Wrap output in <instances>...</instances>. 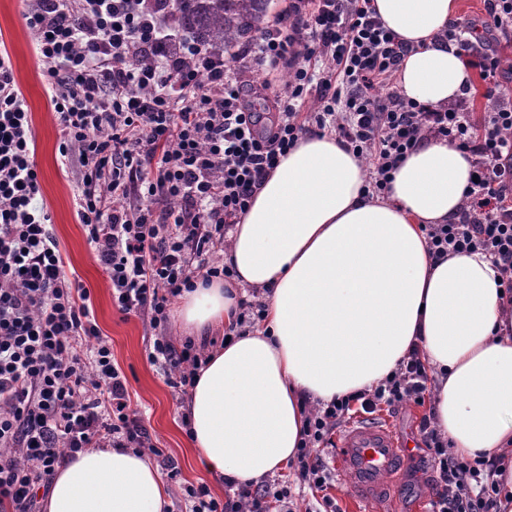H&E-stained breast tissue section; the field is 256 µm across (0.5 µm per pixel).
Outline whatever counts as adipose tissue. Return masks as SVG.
I'll use <instances>...</instances> for the list:
<instances>
[{
  "label": "adipose tissue",
  "instance_id": "adipose-tissue-1",
  "mask_svg": "<svg viewBox=\"0 0 512 512\" xmlns=\"http://www.w3.org/2000/svg\"><path fill=\"white\" fill-rule=\"evenodd\" d=\"M410 44L396 74L407 98L439 106L472 73L440 36L458 0H372ZM465 155L430 139L407 154L381 200L361 159L335 136H306L283 157L230 233L232 281L197 284L176 316L188 333L235 322L244 289L266 319L211 352L185 402L193 464L241 482L294 459L305 401L377 387L412 348L434 379L436 427L451 452L500 459L502 512H512V306L481 253L432 261L426 224L457 214ZM170 495L146 454L89 448L56 466L43 512H167Z\"/></svg>",
  "mask_w": 512,
  "mask_h": 512
}]
</instances>
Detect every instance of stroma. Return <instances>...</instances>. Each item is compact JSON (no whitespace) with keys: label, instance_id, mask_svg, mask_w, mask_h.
<instances>
[{"label":"stroma","instance_id":"1","mask_svg":"<svg viewBox=\"0 0 512 512\" xmlns=\"http://www.w3.org/2000/svg\"><path fill=\"white\" fill-rule=\"evenodd\" d=\"M24 0H0V47L12 59L14 75L27 101L32 118L40 194L38 200L51 217V229L59 242L65 271L89 288L96 321L112 348V358L128 379L133 409L138 410L154 442L165 448L179 463L180 482L170 485V512H189L191 500L186 490L208 485L214 496L224 494L217 478L191 462L186 429L182 424V396L167 383L160 365L147 359L154 332L142 320L118 311L106 272L96 261L76 211L75 178L59 160L61 130L50 106L41 65L34 50V36L24 19ZM291 483L294 512H317L323 496L335 498L341 512H353L348 505L347 482L335 475L333 485L320 493L297 483L293 469L283 472ZM431 471L419 458H412L398 479L399 510L411 512L415 501H422L423 512H432Z\"/></svg>","mask_w":512,"mask_h":512}]
</instances>
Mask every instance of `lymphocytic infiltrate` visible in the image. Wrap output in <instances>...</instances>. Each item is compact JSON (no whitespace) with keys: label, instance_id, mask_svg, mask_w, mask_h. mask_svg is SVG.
Wrapping results in <instances>:
<instances>
[{"label":"lymphocytic infiltrate","instance_id":"obj_1","mask_svg":"<svg viewBox=\"0 0 512 512\" xmlns=\"http://www.w3.org/2000/svg\"><path fill=\"white\" fill-rule=\"evenodd\" d=\"M176 0H27L24 17L61 128L60 161L76 174L77 217L112 286V302L155 329L150 362L187 393L208 342L175 345L170 302L196 281L230 279L216 259L248 203L300 137L335 134L369 165L366 188L388 193L404 156L427 138L461 149L471 183L454 221L424 225L429 254L481 252L512 295V0H483L484 15L449 21L444 34L477 72L490 112L475 119L471 86L445 106L402 96L393 79L405 55L371 0H291L233 58L174 22ZM285 66L290 80L271 126L246 98L256 68ZM40 191L31 114L8 52L0 51V512H35L61 459L85 448L150 452L170 481L178 462L152 441L131 406L126 376L97 325L90 291L70 280ZM431 378L418 351L374 391L309 406L294 464L326 491L325 457L357 414L424 404ZM433 471V512H497L496 459L450 453L432 413L418 423ZM190 512H292L286 481L225 479Z\"/></svg>","mask_w":512,"mask_h":512}]
</instances>
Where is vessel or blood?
<instances>
[{
    "instance_id": "vessel-or-blood-1",
    "label": "vessel or blood",
    "mask_w": 512,
    "mask_h": 512,
    "mask_svg": "<svg viewBox=\"0 0 512 512\" xmlns=\"http://www.w3.org/2000/svg\"><path fill=\"white\" fill-rule=\"evenodd\" d=\"M337 462L349 480L348 495L359 512L380 504L396 512L398 477L409 450L393 428L376 419H358L336 438Z\"/></svg>"
}]
</instances>
